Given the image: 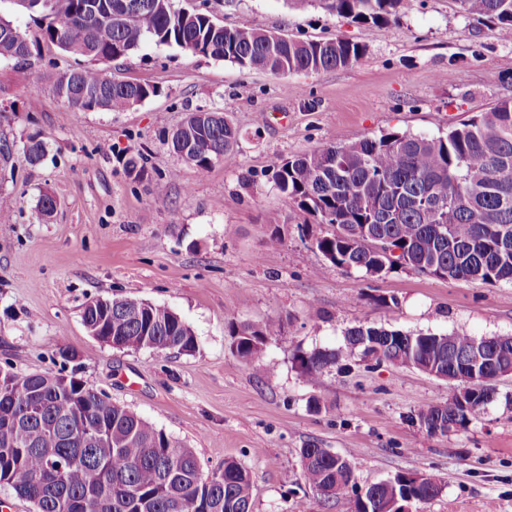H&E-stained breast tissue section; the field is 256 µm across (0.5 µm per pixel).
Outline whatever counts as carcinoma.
Here are the masks:
<instances>
[{"instance_id": "1", "label": "carcinoma", "mask_w": 512, "mask_h": 512, "mask_svg": "<svg viewBox=\"0 0 512 512\" xmlns=\"http://www.w3.org/2000/svg\"><path fill=\"white\" fill-rule=\"evenodd\" d=\"M294 9L319 6L360 23L389 27L411 0H286ZM466 19L495 23L512 40V0H453ZM47 23L41 39L87 64L57 77L52 89L78 112H123L151 94L148 84L110 79L97 62L125 57L145 42L176 46L195 55L230 61L243 69L274 74L317 73L359 61L364 48L343 38L303 41L250 27L226 28L214 14L183 12L172 0H16ZM0 17V58L18 59ZM239 136L222 112L198 108L170 136L173 151L201 175L232 154ZM47 153L38 136L27 138L25 161L36 166ZM275 187L333 231L315 247L332 264L380 275L396 266L440 279L512 284V100L500 102L444 135L391 132L354 142L338 140L311 152L279 157L270 165ZM86 329L119 349H196L192 328L171 309L148 301L91 298L84 304ZM281 320L240 323L231 336L246 364L281 335ZM380 337L382 357L446 375L467 358L478 337L402 335L374 325L351 328L344 348L302 358V374L318 381L325 368ZM55 373L19 375L0 393V487L35 512H252V481L236 461L219 476L203 471L193 449L156 428L109 395L67 373V351ZM486 383L467 394L452 390L448 403L424 405L418 420L428 433L440 421L456 429L491 403ZM304 483L325 498L348 492L352 464L327 448L300 449ZM442 490L427 475L399 473L391 485L368 486L370 512H393L396 504L426 502Z\"/></svg>"}]
</instances>
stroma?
Returning a JSON list of instances; mask_svg holds the SVG:
<instances>
[{"mask_svg":"<svg viewBox=\"0 0 512 512\" xmlns=\"http://www.w3.org/2000/svg\"><path fill=\"white\" fill-rule=\"evenodd\" d=\"M173 6L213 11L228 28L342 37L366 52L346 67L283 75L148 42L103 70L154 86V96L125 112H77L51 91L74 57L39 40L38 15L0 0V17L26 32L31 50L23 63L0 59V138L11 149L0 156V212L9 216L0 223V364L51 372L59 349L75 352L79 378L194 448L204 469L233 459L249 470L253 512H353V494L326 499L305 486L300 450L310 444L349 457L362 488L402 472L439 477L440 494L412 512H512V376L466 429L442 435L416 414L447 402V381L356 353L309 383L300 363L363 324L512 336V285L333 265L314 246L330 226L268 174L278 156L388 132L435 137L490 111L512 98V42L493 23H469L453 0H413L388 28L285 0ZM199 106L241 130L233 155L203 176L166 143ZM32 134L47 144L35 167L23 157ZM139 155L145 174L136 178L126 161ZM44 191L59 202L48 223L36 209ZM271 211L279 226L266 224ZM275 230L283 243L273 249ZM131 295L184 318L196 351L117 349L86 330L88 299ZM271 317L282 320L281 336L263 362L245 366L230 349L231 324Z\"/></svg>","mask_w":512,"mask_h":512,"instance_id":"obj_1","label":"stroma"}]
</instances>
